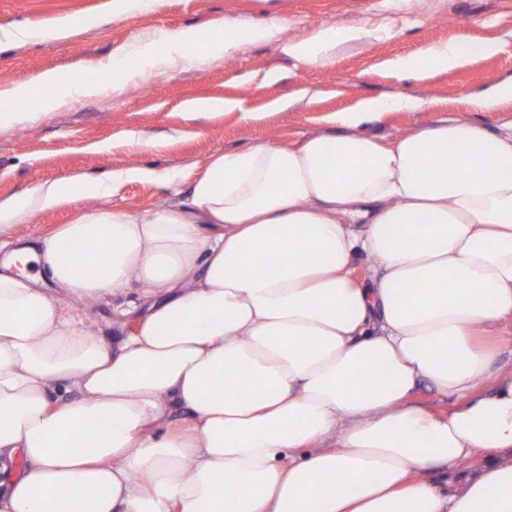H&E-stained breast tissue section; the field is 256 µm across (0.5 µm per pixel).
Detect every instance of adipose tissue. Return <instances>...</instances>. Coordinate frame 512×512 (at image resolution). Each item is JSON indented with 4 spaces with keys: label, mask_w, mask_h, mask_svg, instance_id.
Returning a JSON list of instances; mask_svg holds the SVG:
<instances>
[{
    "label": "adipose tissue",
    "mask_w": 512,
    "mask_h": 512,
    "mask_svg": "<svg viewBox=\"0 0 512 512\" xmlns=\"http://www.w3.org/2000/svg\"><path fill=\"white\" fill-rule=\"evenodd\" d=\"M241 27L217 18L165 40L229 50ZM363 36L326 27L288 53L316 66ZM490 50L438 45L395 68L419 79ZM57 82L0 88V127ZM421 106L361 102L336 116L346 133L217 156L190 206L85 210L17 246L0 265V512H512V368H495L492 342L512 321V123L452 118L390 143L359 131ZM150 176L40 184L0 201V236L30 210ZM50 284L95 301L138 287L147 310L113 348ZM231 364L244 388L221 387ZM423 381L455 399L448 414L412 403ZM180 407L192 423L172 422ZM478 456L451 493L425 478Z\"/></svg>",
    "instance_id": "adipose-tissue-1"
}]
</instances>
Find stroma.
<instances>
[{
    "instance_id": "1",
    "label": "stroma",
    "mask_w": 512,
    "mask_h": 512,
    "mask_svg": "<svg viewBox=\"0 0 512 512\" xmlns=\"http://www.w3.org/2000/svg\"><path fill=\"white\" fill-rule=\"evenodd\" d=\"M112 2L0 0V28L65 22L75 27L66 40L1 44L0 88L46 70L69 81L85 64L133 51L142 57L131 74H100L97 94L71 100L34 122L0 129V200L62 177L148 166L155 179L123 183L94 200V207L137 214L183 204L192 180L213 157L257 140L285 143L341 133L336 113L388 95L404 94L430 106L384 113L364 124L363 132L390 139L449 117H468L495 132L512 120V102L498 112L471 114L459 102L464 91L484 90L512 76V0H154L121 14ZM224 15L270 33L247 37L226 54L199 60L188 52L175 65L153 66L165 33L203 29ZM280 18L287 19V27H276ZM328 26L363 27L368 34L331 48L321 66H303L289 55V44ZM453 41L490 43L498 50L421 80L395 74L397 60ZM198 99L229 100L236 108L188 114L186 105ZM138 137L154 140L155 149L134 146ZM79 209L74 203L29 213L0 241V258L10 246L35 242L68 223ZM49 295L64 310L77 311L84 327L108 345L125 336L128 319L119 313V300L79 308L58 289Z\"/></svg>"
}]
</instances>
